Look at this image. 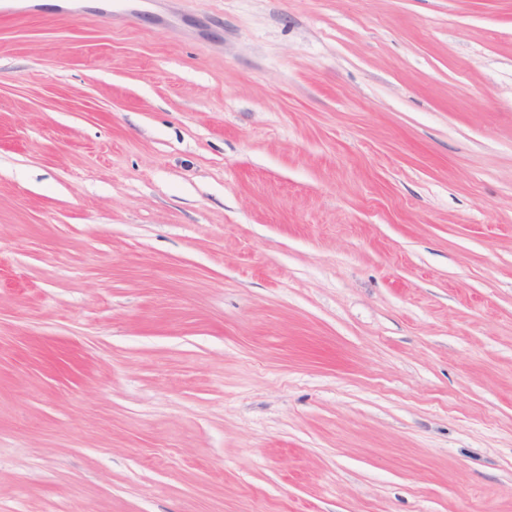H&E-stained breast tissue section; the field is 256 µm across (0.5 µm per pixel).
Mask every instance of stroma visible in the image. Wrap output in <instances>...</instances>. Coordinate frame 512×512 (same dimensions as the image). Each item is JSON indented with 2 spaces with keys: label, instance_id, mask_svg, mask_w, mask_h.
<instances>
[{
  "label": "stroma",
  "instance_id": "1",
  "mask_svg": "<svg viewBox=\"0 0 512 512\" xmlns=\"http://www.w3.org/2000/svg\"><path fill=\"white\" fill-rule=\"evenodd\" d=\"M0 512H512V0H8Z\"/></svg>",
  "mask_w": 512,
  "mask_h": 512
}]
</instances>
